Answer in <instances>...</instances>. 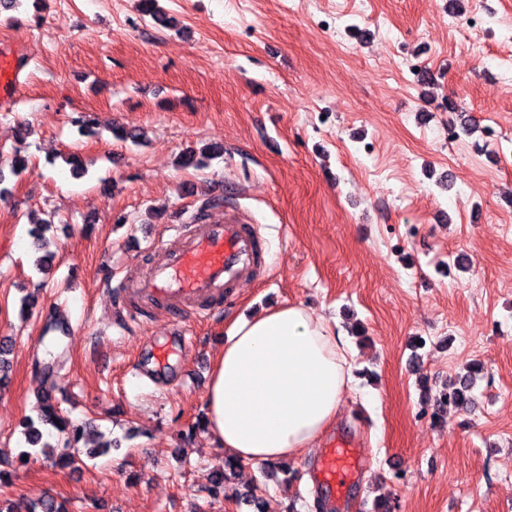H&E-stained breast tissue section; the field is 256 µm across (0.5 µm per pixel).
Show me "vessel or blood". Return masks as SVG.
<instances>
[{"label":"vessel or blood","mask_w":512,"mask_h":512,"mask_svg":"<svg viewBox=\"0 0 512 512\" xmlns=\"http://www.w3.org/2000/svg\"><path fill=\"white\" fill-rule=\"evenodd\" d=\"M19 89L18 60L0 49V96ZM178 245L154 263L131 288L120 295L135 308H166L174 322L186 314L201 317L224 306L264 263V239L239 210L225 208L208 220L175 227ZM365 458L354 440L335 436L317 456V480L330 494L341 495L354 484Z\"/></svg>","instance_id":"vessel-or-blood-1"}]
</instances>
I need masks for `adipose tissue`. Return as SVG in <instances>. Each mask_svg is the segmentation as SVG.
Segmentation results:
<instances>
[{
    "label": "adipose tissue",
    "mask_w": 512,
    "mask_h": 512,
    "mask_svg": "<svg viewBox=\"0 0 512 512\" xmlns=\"http://www.w3.org/2000/svg\"><path fill=\"white\" fill-rule=\"evenodd\" d=\"M353 383L346 340L307 308L234 321L209 373L206 438L246 464L295 457L324 432Z\"/></svg>",
    "instance_id": "1"
}]
</instances>
